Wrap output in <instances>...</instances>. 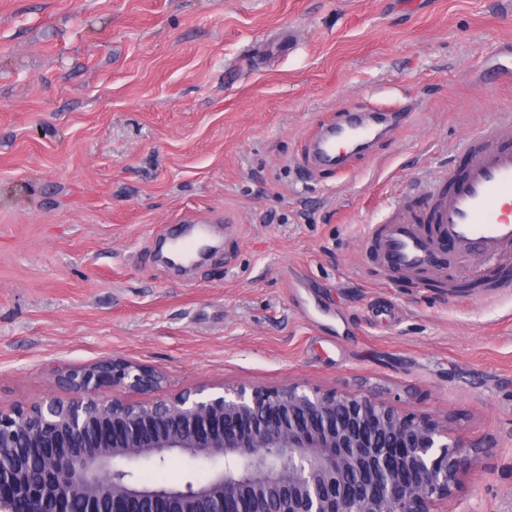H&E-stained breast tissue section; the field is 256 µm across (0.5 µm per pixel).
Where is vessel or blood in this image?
Here are the masks:
<instances>
[{
  "mask_svg": "<svg viewBox=\"0 0 512 512\" xmlns=\"http://www.w3.org/2000/svg\"><path fill=\"white\" fill-rule=\"evenodd\" d=\"M402 120L384 108L351 112L344 120L320 127L308 145L309 161L341 168L345 150H362L385 136ZM512 123L471 136L468 164L448 193L428 191L433 231H424L421 217L405 201L393 202L384 223L366 227L369 262L385 275L407 278L442 273L445 246L468 258L494 259L512 250ZM192 232L178 234L184 263L194 262L209 238L210 223L194 220Z\"/></svg>",
  "mask_w": 512,
  "mask_h": 512,
  "instance_id": "vessel-or-blood-1",
  "label": "vessel or blood"
}]
</instances>
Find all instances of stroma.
Here are the masks:
<instances>
[{
    "label": "stroma",
    "instance_id": "stroma-1",
    "mask_svg": "<svg viewBox=\"0 0 512 512\" xmlns=\"http://www.w3.org/2000/svg\"><path fill=\"white\" fill-rule=\"evenodd\" d=\"M508 41L512 0H0V407L106 358L157 398L362 393L493 440L448 508L512 512V290L383 277L363 237L512 113ZM386 103L390 136L311 165ZM190 218L227 227L184 273L158 248ZM402 120L401 112L373 108L350 112L336 124L320 127L308 145L309 161L320 167L343 168L345 150H362L385 136Z\"/></svg>",
    "mask_w": 512,
    "mask_h": 512
}]
</instances>
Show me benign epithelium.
Returning a JSON list of instances; mask_svg holds the SVG:
<instances>
[{
	"mask_svg": "<svg viewBox=\"0 0 512 512\" xmlns=\"http://www.w3.org/2000/svg\"><path fill=\"white\" fill-rule=\"evenodd\" d=\"M161 381L106 359L59 375L67 398L0 408V512H444L493 448L448 441L426 412L298 383L119 396ZM173 457L209 479L151 485L126 471Z\"/></svg>",
	"mask_w": 512,
	"mask_h": 512,
	"instance_id": "obj_1",
	"label": "benign epithelium"
}]
</instances>
